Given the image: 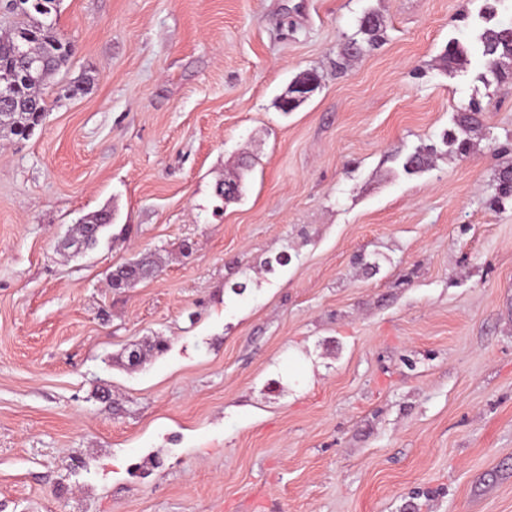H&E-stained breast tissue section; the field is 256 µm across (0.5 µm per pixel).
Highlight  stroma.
Masks as SVG:
<instances>
[{
	"mask_svg": "<svg viewBox=\"0 0 512 512\" xmlns=\"http://www.w3.org/2000/svg\"><path fill=\"white\" fill-rule=\"evenodd\" d=\"M483 7L58 0L76 50L0 135V512H512V79L441 60ZM367 11L382 42L337 69ZM480 112H482V107L480 103L476 101H471L467 107L458 111L455 118V125L463 134L466 135L465 138L459 140L452 131H446L444 133V142L448 144V146H454L457 144L456 150L460 155H467L473 148V142L471 138L468 137V133L478 130V115Z\"/></svg>",
	"mask_w": 512,
	"mask_h": 512,
	"instance_id": "35a3bbf8",
	"label": "stroma"
}]
</instances>
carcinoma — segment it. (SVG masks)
<instances>
[{"label": "carcinoma", "mask_w": 512, "mask_h": 512, "mask_svg": "<svg viewBox=\"0 0 512 512\" xmlns=\"http://www.w3.org/2000/svg\"><path fill=\"white\" fill-rule=\"evenodd\" d=\"M42 11L35 10V15L18 25L31 33V38L24 44V57L17 56L12 39L8 35H0V85L5 84L15 89L16 107L11 116L0 121V131L17 137L29 136L42 121L46 112L44 89L48 81L65 67L72 51L55 31L54 23L38 18ZM383 31L379 17L365 13L359 20L356 34L348 39V46L342 51V57L349 58L363 54L366 50L376 47L381 40ZM474 49L484 62L485 72L480 79L487 83L493 79L504 78L503 67L512 62V26L500 25L484 29L475 39ZM467 54V47L459 40L451 39L445 47L442 61L446 66L461 63ZM482 112L480 103L472 101L467 107L458 111L455 125L465 134L458 137L451 131L444 133L443 140L450 146H457L461 155L468 154L473 142L468 133L478 130V115ZM433 148L426 147L418 156L408 155L402 169L407 174L422 171L427 165ZM509 198L512 200V168L499 173L497 196L495 201Z\"/></svg>", "instance_id": "obj_1"}]
</instances>
